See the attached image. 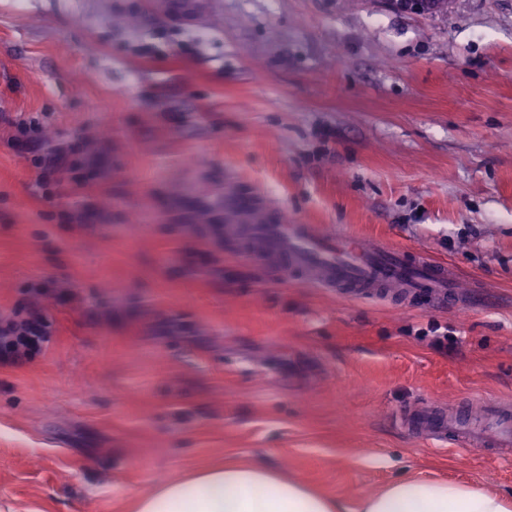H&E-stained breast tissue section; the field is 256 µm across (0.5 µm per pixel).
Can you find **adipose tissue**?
I'll return each instance as SVG.
<instances>
[{
    "mask_svg": "<svg viewBox=\"0 0 512 512\" xmlns=\"http://www.w3.org/2000/svg\"><path fill=\"white\" fill-rule=\"evenodd\" d=\"M135 512H346L334 498L262 465H227L171 480L139 497ZM358 512H512L506 497L476 486L404 477Z\"/></svg>",
    "mask_w": 512,
    "mask_h": 512,
    "instance_id": "obj_1",
    "label": "adipose tissue"
}]
</instances>
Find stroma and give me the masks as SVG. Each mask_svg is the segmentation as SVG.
Segmentation results:
<instances>
[{"label": "stroma", "instance_id": "stroma-1", "mask_svg": "<svg viewBox=\"0 0 512 512\" xmlns=\"http://www.w3.org/2000/svg\"><path fill=\"white\" fill-rule=\"evenodd\" d=\"M210 10L0 0V316L49 330L0 365V512H132L230 461L350 503L404 474L512 494V457L393 420L512 398V0ZM30 121L93 143L85 188L38 187L13 140ZM228 180L289 223L450 263L460 303L342 298L193 230L187 204ZM440 1V2H439ZM394 11L410 15H430L437 13H447L448 0H386L385 1ZM440 4V7H439Z\"/></svg>", "mask_w": 512, "mask_h": 512}]
</instances>
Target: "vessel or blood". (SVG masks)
<instances>
[{
    "instance_id": "obj_1",
    "label": "vessel or blood",
    "mask_w": 512,
    "mask_h": 512,
    "mask_svg": "<svg viewBox=\"0 0 512 512\" xmlns=\"http://www.w3.org/2000/svg\"><path fill=\"white\" fill-rule=\"evenodd\" d=\"M224 220L248 225L257 252L285 260L286 271L304 273L314 285L356 297L397 289L409 297L441 306L455 297L452 271L426 253L411 254L387 241H366L344 231L325 233L312 224H291L282 212L225 184ZM477 412L461 415L430 402L399 412L397 423L440 447L511 448L512 400L478 399Z\"/></svg>"
}]
</instances>
